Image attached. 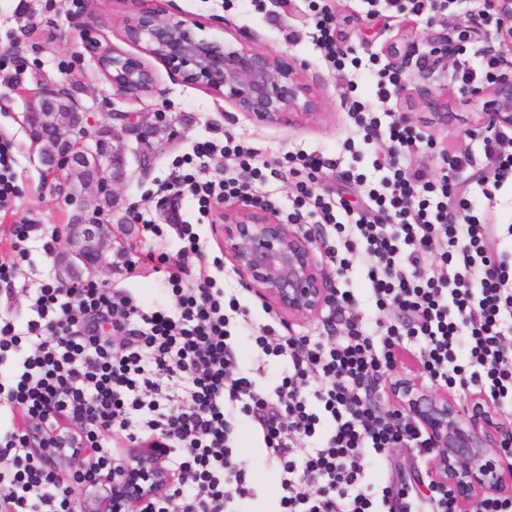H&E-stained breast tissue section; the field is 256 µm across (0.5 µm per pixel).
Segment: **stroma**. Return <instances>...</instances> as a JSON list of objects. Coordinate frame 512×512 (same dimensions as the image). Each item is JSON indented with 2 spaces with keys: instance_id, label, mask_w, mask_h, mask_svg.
Listing matches in <instances>:
<instances>
[{
  "instance_id": "stroma-1",
  "label": "stroma",
  "mask_w": 512,
  "mask_h": 512,
  "mask_svg": "<svg viewBox=\"0 0 512 512\" xmlns=\"http://www.w3.org/2000/svg\"><path fill=\"white\" fill-rule=\"evenodd\" d=\"M336 12L337 27L345 46L354 56L368 60L377 56L379 65L387 60L381 55L382 44L394 36L399 27L410 20L408 11L380 7L369 15L366 0H330ZM169 15L197 21L205 36L221 40L237 37L253 41L256 47L306 60L309 76L317 82L316 90L322 101L323 113L307 122L291 125L259 124L248 116L231 110L223 100L213 97L204 88L178 81L161 63H153L157 91L134 100L115 96L103 79L85 48L86 37L133 54L136 46L124 38L127 18L134 11L132 0H0V134L15 143V169L18 198L13 210L0 211V262L13 258L12 230L19 224L28 225L29 254L19 264L20 281L36 285L42 281L57 282L63 270L65 242H58L53 253H45L43 243L51 235L61 233L71 223L77 209L60 190L57 181L45 180L29 135L24 114L32 101L47 87L67 85L87 112L93 117L91 132L111 129L116 112H159L163 120L146 140L127 136L126 175L117 186V202L109 213L112 243L125 245V252L110 253L111 270L84 272L83 278L98 284L122 287L128 282L129 268L149 235L143 220L167 224L170 205L160 188L171 180L182 160L193 157L198 143H223L232 135L248 146L258 149L262 159L272 161L287 153L305 151L336 159L338 167L324 176L316 191L332 201L344 200L360 207L366 203V192L380 174L373 167L370 146L357 144L347 152L343 143L354 134V125L343 99L352 70L337 71L324 62L320 50L313 44L310 11L306 0H265L262 8H254L249 0H162ZM482 8V0H447L437 15L438 20L466 31L468 40L463 49L452 50L448 57V73L443 87L448 90V109L454 118L448 127L438 126L429 108L413 95L392 96L380 102L374 94L363 97L370 111L404 113L409 123L431 145L409 156L410 168L422 169L431 176L444 174L441 152L451 154L469 151L474 157L473 173L485 170L481 154V137H468L476 112L483 103L469 98L462 83L461 65L472 60L475 52L486 46L494 22L475 27L472 17ZM147 152L152 156L147 172H140L138 157ZM360 174V181L347 179V172ZM181 208L184 219L204 239L208 259L187 256L186 268L190 279L213 277L217 287L237 288L238 278L232 273V262H225L223 271H216L210 259L223 256L224 247L217 230L218 210L200 215L190 195H183ZM238 298L250 313L248 325L238 331L237 345L245 366H264L258 374L259 383L271 384L284 370L283 362L265 357L252 349L249 336L268 323L264 303L254 293L239 291ZM242 464L251 470L263 487L262 496L251 503L252 512H276L278 489L266 451L259 444L247 445ZM383 473L389 478H401L410 490H419V476L425 475L423 458L410 448L393 449L384 463Z\"/></svg>"
}]
</instances>
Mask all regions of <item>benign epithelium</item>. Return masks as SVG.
I'll return each instance as SVG.
<instances>
[{
    "label": "benign epithelium",
    "instance_id": "7a95c632",
    "mask_svg": "<svg viewBox=\"0 0 512 512\" xmlns=\"http://www.w3.org/2000/svg\"><path fill=\"white\" fill-rule=\"evenodd\" d=\"M497 18L495 44L497 72L471 93L487 96L493 108L478 118L475 130L488 134L512 130V0H494ZM126 40L139 46L142 55L123 53L90 38L86 50L96 64L112 56V72H103L112 91L136 99L155 91V74L147 62H162L186 84L204 87L236 111L265 123H300L319 115L322 102L306 77V66L294 58L262 50L249 43L209 39L200 26L165 16L161 8H143L126 20ZM429 41L436 59H419L412 33L403 30L382 47L389 66L407 77L397 93L414 87L418 100L433 110L435 121L448 125L453 119L447 98L434 87L448 66V33L430 29ZM36 111L41 126L33 133L41 145L40 162L45 176L56 178L76 166L92 172L89 184L95 202H88L82 188L69 184V202L78 205V222L64 228L67 266L106 271L112 224L98 201L114 197L120 181L109 175V149L122 147L127 135H145L154 127L132 112L114 113L121 126L112 127V141L97 136L89 142V113L81 110L64 84L40 93ZM222 243L243 286L265 301L283 320L292 324L315 318L338 303L336 272L319 260L315 237L300 224L281 222L270 212L242 202L220 215ZM393 410L407 415L424 433L437 453L427 460L433 481L451 490L456 512H482L488 498L512 497V452L504 448L512 435V422L504 419L482 395H474L463 409L446 390L427 389L409 378L389 384ZM32 457L60 479L72 478L93 503V512H151L153 500L165 495L180 480L160 453L148 446L130 448L112 461V474H99V491L91 494L81 477L90 469L86 433L65 421L50 429L37 418L25 423Z\"/></svg>",
    "mask_w": 512,
    "mask_h": 512
}]
</instances>
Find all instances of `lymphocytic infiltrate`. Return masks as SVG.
Masks as SVG:
<instances>
[{"label":"lymphocytic infiltrate","instance_id":"obj_1","mask_svg":"<svg viewBox=\"0 0 512 512\" xmlns=\"http://www.w3.org/2000/svg\"><path fill=\"white\" fill-rule=\"evenodd\" d=\"M314 39L330 67H346L336 16L315 12ZM359 113L358 138L384 144L374 165L384 175L366 205L332 204L315 192L328 159L286 155L295 197L287 220L319 219L332 232L327 252L340 276L365 268L363 287L393 319L368 322L352 290L338 300L349 315L341 334H276L263 325L254 344L264 355L288 360L280 384L259 388L240 365L230 313H241L236 293L212 279L188 281L183 260L204 258L192 224L173 216L176 254L147 252L138 275L158 279L173 305L160 309L128 288L89 283L36 288L24 316L0 319V456L11 476L0 477L7 512H73L72 491L25 449L15 409L55 424L86 425L92 473L111 470L113 433L131 446L160 448L180 482L153 503V512H241L258 484L241 466V432L250 429L283 470L279 512H454L447 487L431 482L421 495L394 480L364 481L390 449L415 448L430 456L419 429L376 404L379 380L397 365L402 349L418 351L436 385L478 391L496 406L512 405V212L498 211L496 193L512 179V135L486 136L482 151L491 179L461 188L470 154L452 158L450 174L433 178L410 169L407 156L424 146L402 120L381 124ZM221 154L242 177L198 180L185 171L170 189L189 188L200 214L215 202L240 198L263 208L256 194L257 149L233 137L199 143L196 157Z\"/></svg>","mask_w":512,"mask_h":512}]
</instances>
